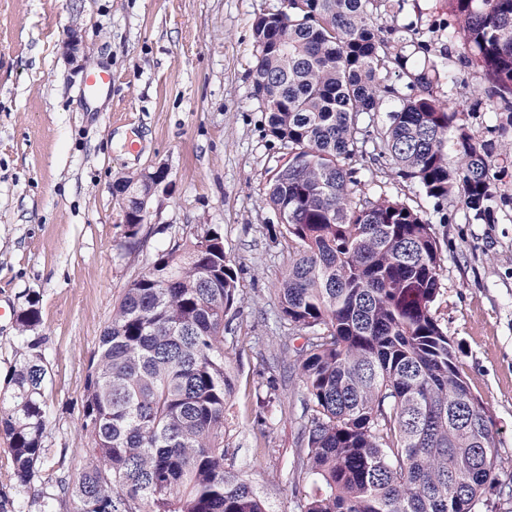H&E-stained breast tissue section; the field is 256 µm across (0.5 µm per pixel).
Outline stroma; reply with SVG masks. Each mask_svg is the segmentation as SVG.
<instances>
[{"instance_id":"35a3bbf8","label":"stroma","mask_w":512,"mask_h":512,"mask_svg":"<svg viewBox=\"0 0 512 512\" xmlns=\"http://www.w3.org/2000/svg\"><path fill=\"white\" fill-rule=\"evenodd\" d=\"M282 0H0V391L21 350L16 317L37 300L48 365L45 457L30 486L12 475L0 431V505L42 512L59 473L76 475L87 440L80 401L89 361L127 284L158 253L201 226L218 229L237 271L233 322L250 344L228 351L236 416L227 457L267 512H299L291 474L299 461L304 389L288 369L302 345L289 339L278 284L287 238L263 202L288 150L267 131L250 72L252 23ZM444 0H387L380 23L397 27L414 61L433 60L435 91L456 101L478 140L512 153V123L495 102H476L481 70L448 38ZM78 24L93 67L112 88L91 100L64 53ZM357 153L358 194L423 210L442 255L433 312L460 348L459 371L488 408L495 450L512 459V171L497 183L494 223L459 198L434 209L420 186ZM167 168L137 238L126 236L112 193L117 178Z\"/></svg>"}]
</instances>
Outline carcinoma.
Masks as SVG:
<instances>
[{
  "label": "carcinoma",
  "mask_w": 512,
  "mask_h": 512,
  "mask_svg": "<svg viewBox=\"0 0 512 512\" xmlns=\"http://www.w3.org/2000/svg\"><path fill=\"white\" fill-rule=\"evenodd\" d=\"M385 0H288L252 24V77L268 132L288 148L265 202L288 236L281 320L304 339L290 367L303 383L305 448L293 473L302 512H476L486 495L512 498L499 478L489 410L458 368V349L432 313L441 250L431 222L403 201L356 197L350 160L372 138L377 156L441 203L461 191L493 221L495 141H477L457 105L434 92L435 64H409L378 24ZM448 40L479 67L484 94L512 112V0H447ZM408 80L396 106L381 71ZM387 112L385 125L364 118ZM237 273L220 233L204 228L128 284L90 360L81 399L88 439L74 478L57 480L72 512H265L227 463L235 373L224 317ZM17 315L24 346L0 393V430L13 476L43 462L48 373Z\"/></svg>",
  "instance_id": "1"
}]
</instances>
